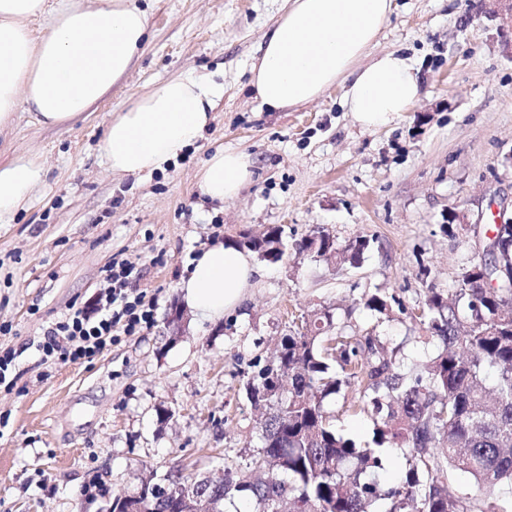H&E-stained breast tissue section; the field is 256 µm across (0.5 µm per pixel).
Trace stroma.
<instances>
[{"label":"stroma","instance_id":"obj_1","mask_svg":"<svg viewBox=\"0 0 512 512\" xmlns=\"http://www.w3.org/2000/svg\"><path fill=\"white\" fill-rule=\"evenodd\" d=\"M396 5L376 49L413 58L423 95L382 127L357 123L339 85L282 111L250 96L249 67L288 0H151L144 53L100 101L58 127L22 107L0 129V165L45 167L27 207L0 223V352L15 354L13 383L0 385V512H111L113 496L149 474H210L226 449L251 463L260 412L243 385L321 309L379 336L397 359L422 365L436 351L412 314L427 288H456L477 255L451 212L486 226L512 204V56L488 0ZM180 74L224 86L203 137L165 171L112 175L98 145L113 116ZM220 148L254 163L251 183L224 205L198 188ZM271 225L287 251L256 259L237 309L211 320L186 307L180 282L201 250ZM318 226L340 244L366 237L359 266L298 255L295 242ZM119 259L155 300L151 330L89 360L42 362L44 334L97 298ZM374 292L400 298L405 313L364 308ZM326 409L338 432L371 442L366 412L339 399Z\"/></svg>","mask_w":512,"mask_h":512}]
</instances>
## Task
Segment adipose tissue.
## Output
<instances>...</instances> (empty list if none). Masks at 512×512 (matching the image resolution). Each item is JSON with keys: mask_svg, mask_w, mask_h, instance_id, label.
<instances>
[{"mask_svg": "<svg viewBox=\"0 0 512 512\" xmlns=\"http://www.w3.org/2000/svg\"><path fill=\"white\" fill-rule=\"evenodd\" d=\"M0 0V128L19 106L45 126L63 124L101 100L131 68L148 33L137 0ZM395 9L394 0H289L251 65L250 92L271 111L309 104L344 87L343 105L355 121L378 127L410 111L422 95L413 59L373 47ZM50 14L49 31L33 36L29 18ZM222 84L175 76L113 117L100 144L115 174L165 170L202 137ZM253 175V161L235 150L216 151L203 166L199 188L213 201L235 200ZM43 170L30 159L0 166V223L30 200ZM256 269L248 254L216 244L201 252L181 282L187 306L208 318L235 309Z\"/></svg>", "mask_w": 512, "mask_h": 512, "instance_id": "adipose-tissue-1", "label": "adipose tissue"}]
</instances>
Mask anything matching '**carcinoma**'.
<instances>
[{"label":"carcinoma","instance_id":"carcinoma-1","mask_svg":"<svg viewBox=\"0 0 512 512\" xmlns=\"http://www.w3.org/2000/svg\"><path fill=\"white\" fill-rule=\"evenodd\" d=\"M322 241L310 236L295 243L299 254L323 257L336 250V263L353 266L368 241L356 237L339 245L323 227ZM281 242V230L268 228L259 242L243 231L234 245L268 258L265 248ZM512 231L498 253L476 260L461 273L454 300L426 289L418 318L442 349L422 369H405L376 336L349 332L324 309L304 321L302 332L280 341L278 372L261 366L245 384L252 404L265 409L262 445L257 449L263 475L224 456L219 477L171 470L164 482L172 496L156 501L149 489L113 498L112 512H180L189 484L200 487L213 512L244 502L252 512H370L378 500L387 512H498L500 489L512 487ZM364 307L392 311L387 297L370 294ZM355 388L353 407L374 424V448H361L336 432L326 402ZM391 443L406 451L408 467L399 486L383 490L378 447ZM458 471L474 480L481 498H453L445 474Z\"/></svg>","mask_w":512,"mask_h":512}]
</instances>
